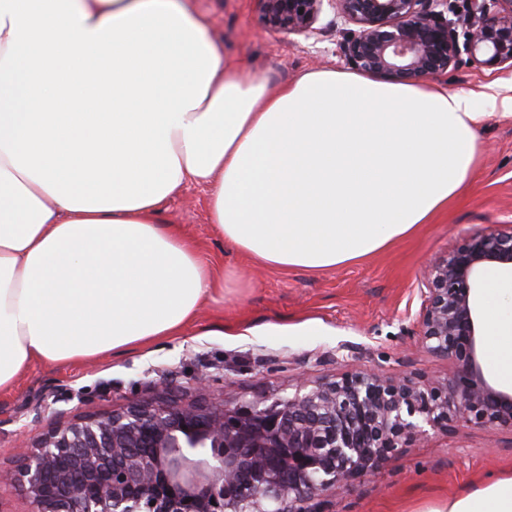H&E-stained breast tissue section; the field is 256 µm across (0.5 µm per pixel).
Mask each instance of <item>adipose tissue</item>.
Returning <instances> with one entry per match:
<instances>
[{
    "label": "adipose tissue",
    "instance_id": "adipose-tissue-1",
    "mask_svg": "<svg viewBox=\"0 0 512 512\" xmlns=\"http://www.w3.org/2000/svg\"><path fill=\"white\" fill-rule=\"evenodd\" d=\"M489 118L441 82L335 68L269 91L184 0H0V390L223 301V262L159 218L187 184L235 251L322 271L447 209ZM435 512H512V475Z\"/></svg>",
    "mask_w": 512,
    "mask_h": 512
}]
</instances>
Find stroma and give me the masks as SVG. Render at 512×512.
I'll return each instance as SVG.
<instances>
[{
	"mask_svg": "<svg viewBox=\"0 0 512 512\" xmlns=\"http://www.w3.org/2000/svg\"><path fill=\"white\" fill-rule=\"evenodd\" d=\"M208 16L227 59L263 72L270 89L320 68L348 69L340 44L343 21L324 9L307 36L265 26L255 0H187ZM480 95L490 120L479 130L482 153L470 190L433 223L355 264L312 272H278L229 249L208 220L207 190L187 186L162 205L164 220L180 225L207 256L224 262V301L204 304L182 335L129 354H103L67 366L33 364L0 392V468H16L25 443L50 426L80 415H105L151 397L161 374L173 385L198 372L211 376L213 397L235 402L258 392L287 390L299 376H332L375 369L386 376L419 374L435 380L453 362L419 345L418 314L431 261L474 232L512 224V72L460 62L444 78ZM495 99H484L489 82ZM54 392V412L35 414L41 393ZM512 474V430L491 433L468 425L398 449L375 474L357 479L330 512H432L449 497Z\"/></svg>",
	"mask_w": 512,
	"mask_h": 512,
	"instance_id": "35a3bbf8",
	"label": "stroma"
}]
</instances>
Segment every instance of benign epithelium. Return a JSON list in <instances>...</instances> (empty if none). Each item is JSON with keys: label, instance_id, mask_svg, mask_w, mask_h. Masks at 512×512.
Masks as SVG:
<instances>
[{"label": "benign epithelium", "instance_id": "1", "mask_svg": "<svg viewBox=\"0 0 512 512\" xmlns=\"http://www.w3.org/2000/svg\"><path fill=\"white\" fill-rule=\"evenodd\" d=\"M261 20L309 34L324 6L347 25L352 67L395 84L448 74L461 57L512 70V0H465L458 34L448 0H256ZM512 274V225L451 245L425 275L420 344L458 369L436 384L374 369L301 379L286 395L236 403L162 395L41 434L0 485L20 483L36 512H326L328 499L374 473L402 445L460 424L512 429V387L487 376L480 352L483 273Z\"/></svg>", "mask_w": 512, "mask_h": 512}]
</instances>
